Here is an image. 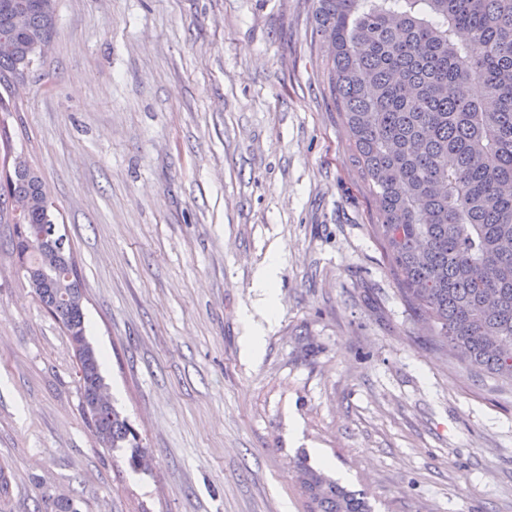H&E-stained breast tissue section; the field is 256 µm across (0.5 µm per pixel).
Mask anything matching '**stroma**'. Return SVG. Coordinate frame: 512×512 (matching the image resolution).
I'll return each instance as SVG.
<instances>
[{"label":"stroma","instance_id":"stroma-1","mask_svg":"<svg viewBox=\"0 0 512 512\" xmlns=\"http://www.w3.org/2000/svg\"><path fill=\"white\" fill-rule=\"evenodd\" d=\"M324 45L313 0H58L5 125L151 465L98 445L69 339L0 224V512L60 493L82 512H305L302 459L373 512H512V385L403 297Z\"/></svg>","mask_w":512,"mask_h":512}]
</instances>
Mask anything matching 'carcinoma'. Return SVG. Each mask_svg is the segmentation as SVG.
<instances>
[{"instance_id": "1", "label": "carcinoma", "mask_w": 512, "mask_h": 512, "mask_svg": "<svg viewBox=\"0 0 512 512\" xmlns=\"http://www.w3.org/2000/svg\"><path fill=\"white\" fill-rule=\"evenodd\" d=\"M41 3L0 0L1 85L53 32L54 13ZM314 21L334 42L324 72L378 200L372 228L401 293L458 360L512 382V0H316ZM42 187L34 169L0 182V217L16 196L29 203L13 230L19 271L54 264L34 240L48 223ZM70 290H83L80 278L52 275L37 298L78 345L83 417L102 447L126 450L141 470V434L114 405L95 403L104 380L83 307L58 302ZM295 478L308 512H371L302 462ZM82 503L48 494L35 512H82Z\"/></svg>"}]
</instances>
